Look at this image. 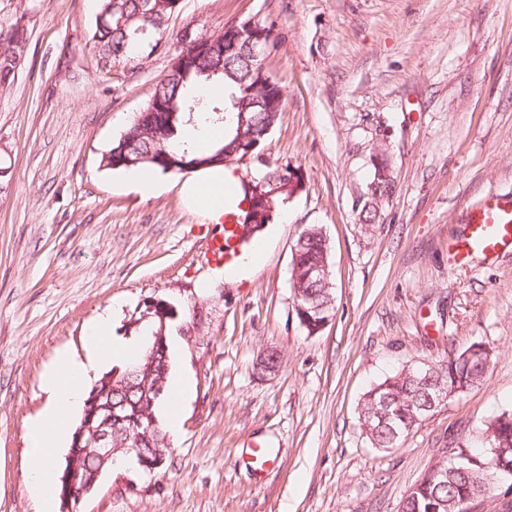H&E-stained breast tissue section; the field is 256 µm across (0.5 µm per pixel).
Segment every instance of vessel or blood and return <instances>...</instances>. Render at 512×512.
Masks as SVG:
<instances>
[{
    "instance_id": "1",
    "label": "vessel or blood",
    "mask_w": 512,
    "mask_h": 512,
    "mask_svg": "<svg viewBox=\"0 0 512 512\" xmlns=\"http://www.w3.org/2000/svg\"><path fill=\"white\" fill-rule=\"evenodd\" d=\"M465 230L452 244L455 265L464 266L475 256L498 257L512 249V192L487 194L466 207ZM244 253L239 227L232 212L224 214V233L212 239L211 261L223 265L225 274L235 273Z\"/></svg>"
}]
</instances>
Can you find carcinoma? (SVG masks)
<instances>
[{"mask_svg": "<svg viewBox=\"0 0 512 512\" xmlns=\"http://www.w3.org/2000/svg\"><path fill=\"white\" fill-rule=\"evenodd\" d=\"M146 2L100 0L98 16L106 18V21L101 25L95 24L92 39L97 48L112 56V62L127 59L141 46L146 45L150 51H155L159 35L154 22L144 16ZM114 13L126 14L132 21L121 28L112 21ZM218 40L224 42V57L213 58L199 53L193 57L185 74L167 76L143 108L145 112L158 114L161 120L131 124L102 154L100 165L112 170H127L126 160L131 158L136 160V168L166 174L168 164L163 156L170 154L192 166L194 172L222 167L224 157L237 150L241 129L249 137V143L259 149L263 147L283 111V89L277 82L269 85L265 80L248 76L243 61L247 48L238 42L235 34L223 30ZM204 86L217 89V93L205 99L199 98L197 90ZM245 93L255 101L249 112L242 114L226 110V100L230 95L240 97ZM199 124L223 126L224 137L205 150L197 149L183 139V133L187 127ZM373 167L369 191L381 196L392 195L395 182L389 174L388 165L375 163ZM263 179H277V168L268 166L257 175V180L241 182V201H252L254 189ZM253 217L254 212L250 209L239 214L238 225L243 240H250L261 228ZM326 250L319 227L312 225L299 233L292 256V288L301 291L309 315L316 322L333 317V306L329 305L328 298L331 291L308 276L313 267L323 262ZM154 346L155 339L151 337L138 356L142 363L150 354L156 360L154 368L144 376L146 388L137 390L128 398L119 395L112 384L105 381L113 374L110 370L98 379L99 387L92 386L88 390L90 394L97 393L102 405L111 400L123 402L121 415L128 424L141 418L146 404H157L163 399L161 395L155 396L153 387L168 374L169 347L156 351ZM491 359L490 349L473 352L468 346L436 366L425 363L409 365L368 390L361 415L362 431L371 446L383 449L390 447L392 442L400 444L419 426L416 418L429 413L425 405L427 396L434 393V384L439 382L455 396H461L485 381ZM384 397L393 402L391 417L383 421L368 415L372 404ZM484 434L488 435L486 451L469 454L466 471L448 476L424 475L411 494L403 499L400 512H428L430 506L437 508L438 512H469L470 499L484 490H492L501 480L512 479V413L503 412L492 418L485 425Z\"/></svg>", "mask_w": 512, "mask_h": 512, "instance_id": "carcinoma-1", "label": "carcinoma"}]
</instances>
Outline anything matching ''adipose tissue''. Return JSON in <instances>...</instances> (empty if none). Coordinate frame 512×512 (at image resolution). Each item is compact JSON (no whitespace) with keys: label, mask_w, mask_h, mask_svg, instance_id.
Returning a JSON list of instances; mask_svg holds the SVG:
<instances>
[{"label":"adipose tissue","mask_w":512,"mask_h":512,"mask_svg":"<svg viewBox=\"0 0 512 512\" xmlns=\"http://www.w3.org/2000/svg\"><path fill=\"white\" fill-rule=\"evenodd\" d=\"M182 190L193 207L208 214H217L224 207L222 172L186 180ZM138 350L137 343L113 337L112 316L106 312L89 329L84 357L59 354L44 374L42 386L49 395L48 404L30 430L34 461L32 491L36 496L46 500L53 497L56 450L65 441V428L71 415L83 404L87 381L99 371L136 356Z\"/></svg>","instance_id":"ef3b65f1"}]
</instances>
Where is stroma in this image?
I'll return each mask as SVG.
<instances>
[{"mask_svg": "<svg viewBox=\"0 0 512 512\" xmlns=\"http://www.w3.org/2000/svg\"><path fill=\"white\" fill-rule=\"evenodd\" d=\"M100 0H0L23 64L0 86V512H43L27 431L58 353L84 356L89 326L140 338L145 299L170 303L171 370L190 394L154 472L115 468L83 512H399L442 452L480 447L512 412V254L454 265L465 207L512 190V0H180L169 48L104 68ZM272 24L266 68L285 107L263 147L303 189L228 279L208 264L221 225L184 199L183 175L142 195L100 159L168 73L181 36L245 18ZM384 151L396 182L376 223L356 206ZM318 225L329 243L334 316L299 324L292 248ZM480 342L486 381L447 401L395 448H372L363 395L417 359ZM278 372L261 374L266 351ZM273 451L255 476L250 442Z\"/></svg>", "mask_w": 512, "mask_h": 512, "instance_id": "35a3bbf8", "label": "stroma"}]
</instances>
